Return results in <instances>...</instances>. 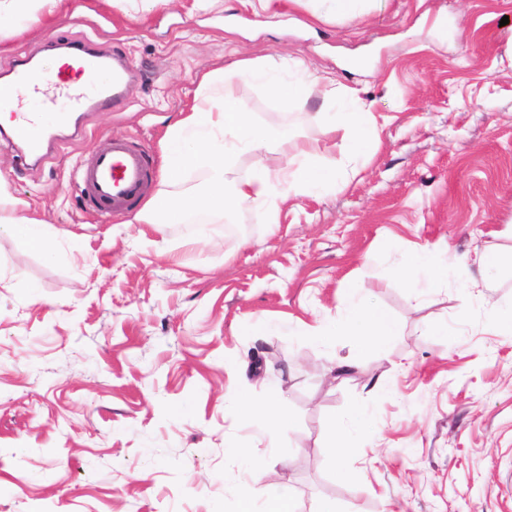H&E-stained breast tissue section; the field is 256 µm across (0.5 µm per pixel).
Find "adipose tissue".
<instances>
[{
  "instance_id": "1",
  "label": "adipose tissue",
  "mask_w": 512,
  "mask_h": 512,
  "mask_svg": "<svg viewBox=\"0 0 512 512\" xmlns=\"http://www.w3.org/2000/svg\"><path fill=\"white\" fill-rule=\"evenodd\" d=\"M303 62H295L288 72H281L268 59L239 60L222 70L205 73L202 85L223 82L226 92L221 100L207 106H193L170 129L164 146L169 175L188 168H203L208 174L209 189L203 194H187L178 198L159 197L148 202L137 214L141 224H173L194 212L227 209L252 203H263L269 216L278 213L277 202L286 196L302 197L325 193L346 186L334 167L315 161L300 150L287 136L278 138V156L267 162L269 137L259 130L231 88L238 82L258 81L288 108L304 105L308 86ZM325 132L342 128L350 135V146H357L377 131L374 113L364 108L318 113ZM249 151L258 156V167L251 178L227 185L226 162L236 154ZM10 199L0 181V233H10L22 243L53 259L57 253L55 238L40 229L36 220L10 212ZM394 326L381 311L366 305L355 294L341 302L334 322L322 327L321 337L346 334L355 337L358 350L381 349L384 340L393 335ZM250 465L260 476V484L242 495L243 512H295L288 488L277 481L268 465L251 459Z\"/></svg>"
}]
</instances>
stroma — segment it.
Masks as SVG:
<instances>
[{"mask_svg": "<svg viewBox=\"0 0 512 512\" xmlns=\"http://www.w3.org/2000/svg\"><path fill=\"white\" fill-rule=\"evenodd\" d=\"M61 35L127 57L133 84L40 164L0 138L16 215L59 235L48 261L0 233V512H239L241 448L298 512H512V331L493 312L512 273L472 262L512 255V0H365L352 19L329 0H64L0 31V72ZM265 58L304 62L306 105L257 82L234 95L347 187L280 203L274 224L255 205L161 228L84 205L77 168L113 138L148 151L145 199L203 189L201 170L165 179L166 135L223 97L204 72ZM347 88L379 118L353 155L316 119ZM422 251L448 264L440 288L406 275ZM349 288L394 334L338 375L353 340L317 331ZM243 392L290 416L280 447ZM355 407L367 429L338 464L327 428Z\"/></svg>", "mask_w": 512, "mask_h": 512, "instance_id": "obj_1", "label": "stroma"}]
</instances>
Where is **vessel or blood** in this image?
<instances>
[{
  "label": "vessel or blood",
  "instance_id": "vessel-or-blood-1",
  "mask_svg": "<svg viewBox=\"0 0 512 512\" xmlns=\"http://www.w3.org/2000/svg\"><path fill=\"white\" fill-rule=\"evenodd\" d=\"M67 60L57 72L36 70L35 54H27L0 80V108H13L12 139L27 154L41 156L50 142L52 126H67L75 114L90 109L122 105L128 95L127 59L108 56L91 42L66 44ZM36 100L40 109L24 110L25 100ZM151 167L143 149L115 138L78 171V183L90 206L113 214L129 209L143 196Z\"/></svg>",
  "mask_w": 512,
  "mask_h": 512
}]
</instances>
